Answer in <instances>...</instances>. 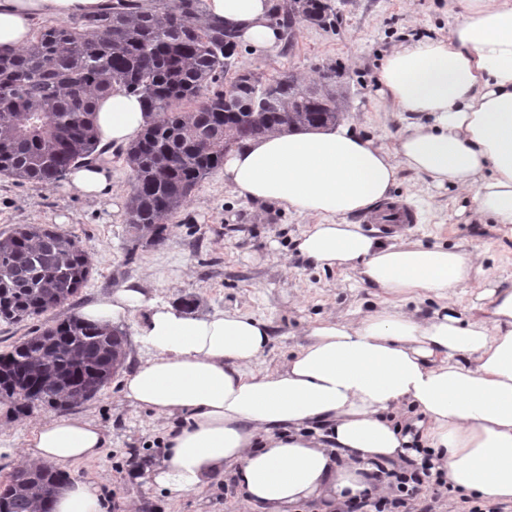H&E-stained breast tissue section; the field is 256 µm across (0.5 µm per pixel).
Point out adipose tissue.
Wrapping results in <instances>:
<instances>
[{"label": "adipose tissue", "mask_w": 512, "mask_h": 512, "mask_svg": "<svg viewBox=\"0 0 512 512\" xmlns=\"http://www.w3.org/2000/svg\"><path fill=\"white\" fill-rule=\"evenodd\" d=\"M104 0H0V52L16 53L36 22L99 11ZM275 0H206V16L262 54L280 40ZM446 37L408 43L376 74L384 109L411 113L388 148L347 125L274 132L235 146L224 182L238 197L278 202L312 217L297 244L321 267L356 271L392 293H431L440 309L420 320L387 307L358 321L324 319L281 367L253 371L272 341L268 321L238 310L206 318L158 303L141 279L81 311L112 324L146 319L149 355L122 379L133 406L169 420L165 459L149 484L182 494L232 467L248 512H283L314 501L336 512L362 491L374 463L415 457L413 436L391 414L414 408L453 487L512 501V289L486 282L472 316L447 305L480 257L407 238L385 244L349 216L390 198L402 170L438 188L472 193L480 219L512 226V0H453ZM150 120L140 100L113 87L97 99L102 143L135 141ZM108 163L73 169L65 185L111 193ZM107 428L83 415L46 417L22 450L24 465L67 468L95 461ZM53 512H105L96 485L63 484Z\"/></svg>", "instance_id": "obj_1"}]
</instances>
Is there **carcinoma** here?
<instances>
[{
    "label": "carcinoma",
    "instance_id": "1",
    "mask_svg": "<svg viewBox=\"0 0 512 512\" xmlns=\"http://www.w3.org/2000/svg\"><path fill=\"white\" fill-rule=\"evenodd\" d=\"M323 0H284L273 17L293 43L302 22L324 26ZM236 33L206 18L202 0H110L96 14L38 26L30 44L0 56V175L52 183L93 158L98 95L119 85L154 119L125 152L131 171V240L163 239V222L184 208L239 142L271 132L335 124L343 116L336 69L302 83L290 76L233 91L213 86L232 67ZM92 265L79 241L50 225L0 233V321L17 324L74 298ZM126 332L78 316L54 321L0 354V400L23 411L65 409L84 387L107 386L124 364ZM66 476L19 469L0 483V512H49Z\"/></svg>",
    "mask_w": 512,
    "mask_h": 512
}]
</instances>
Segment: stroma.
<instances>
[{"label":"stroma","instance_id":"1","mask_svg":"<svg viewBox=\"0 0 512 512\" xmlns=\"http://www.w3.org/2000/svg\"><path fill=\"white\" fill-rule=\"evenodd\" d=\"M338 16L333 27L302 23L293 44H279L257 54L239 45L237 71L269 77L294 75L308 83L329 67L345 96L343 122L361 136L394 145L404 117L378 108L376 72L400 45L447 35L448 0H327ZM119 178L108 198H90L64 190L62 182L18 183L0 177V232L15 224H53L75 235L92 261V272L70 302L46 317L18 324L0 322V352L44 325L80 314L103 296L140 276L159 301L179 305L192 301L191 312L205 317L239 309L271 322L274 336L257 366L272 370L305 341V332L323 318L353 320L379 308L386 293L362 283L352 271L319 268L298 252L296 241L312 219L285 204H256L225 186L220 173L203 180L190 202L165 223L162 242L131 244L126 232L130 169L122 149H109ZM394 200L412 208L417 222L406 238L425 244L459 245L479 253L484 270L501 287H512V231L473 215L472 195L437 189L406 170ZM111 429L112 441L99 458L65 471L67 479L99 487L107 512H245L237 494H225L232 474L212 479L202 489L172 494L135 481L129 461L158 465L165 458L164 421L133 408L111 381L95 398L74 405ZM51 413L36 406L26 412L0 405V434L11 450L0 454V482L17 466L30 430Z\"/></svg>","mask_w":512,"mask_h":512}]
</instances>
